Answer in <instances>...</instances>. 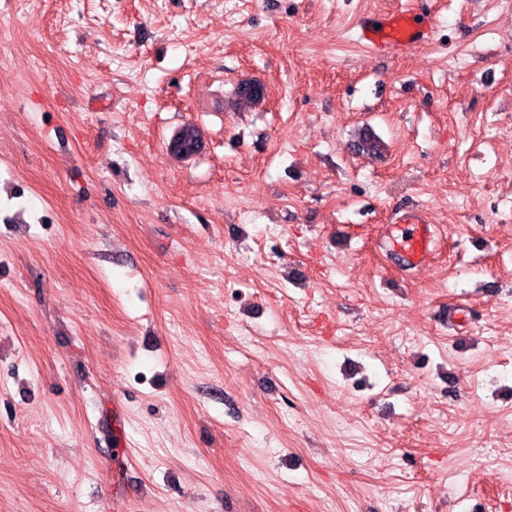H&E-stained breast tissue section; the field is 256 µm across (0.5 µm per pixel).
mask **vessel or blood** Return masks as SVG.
I'll return each instance as SVG.
<instances>
[{
  "instance_id": "b4317fda",
  "label": "vessel or blood",
  "mask_w": 512,
  "mask_h": 512,
  "mask_svg": "<svg viewBox=\"0 0 512 512\" xmlns=\"http://www.w3.org/2000/svg\"><path fill=\"white\" fill-rule=\"evenodd\" d=\"M411 13L390 15L386 20L366 18L361 23V40L374 52L399 53L428 38ZM386 247L401 262L404 269H420L430 264L436 255L435 232L421 210L410 209L385 232Z\"/></svg>"
}]
</instances>
